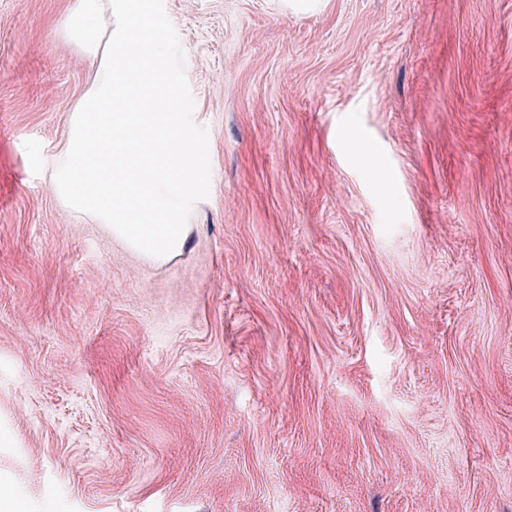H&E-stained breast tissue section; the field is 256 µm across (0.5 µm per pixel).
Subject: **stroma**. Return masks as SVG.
Returning a JSON list of instances; mask_svg holds the SVG:
<instances>
[{
  "instance_id": "1",
  "label": "stroma",
  "mask_w": 512,
  "mask_h": 512,
  "mask_svg": "<svg viewBox=\"0 0 512 512\" xmlns=\"http://www.w3.org/2000/svg\"><path fill=\"white\" fill-rule=\"evenodd\" d=\"M71 5L0 0L20 512H512V0H164L211 165L164 263L50 184Z\"/></svg>"
}]
</instances>
